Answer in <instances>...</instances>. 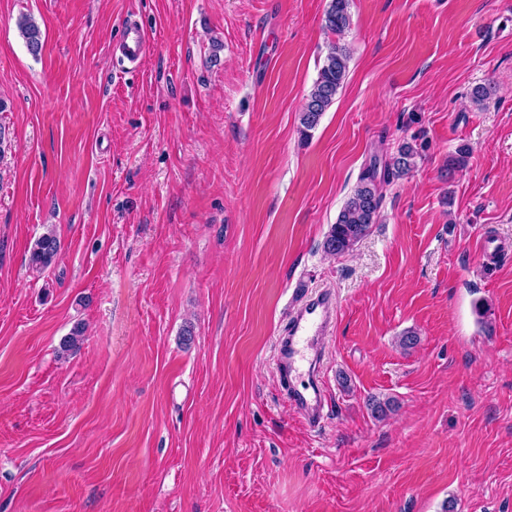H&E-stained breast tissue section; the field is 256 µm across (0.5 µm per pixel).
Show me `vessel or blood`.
I'll return each mask as SVG.
<instances>
[{"label": "vessel or blood", "instance_id": "b4317fda", "mask_svg": "<svg viewBox=\"0 0 512 512\" xmlns=\"http://www.w3.org/2000/svg\"><path fill=\"white\" fill-rule=\"evenodd\" d=\"M149 40L144 29L127 23L118 49L129 63L146 55ZM336 325V304L331 292L322 290L297 297L289 306L287 322L276 342L275 363L286 401L308 427H319L327 416L326 387L317 358L320 341Z\"/></svg>", "mask_w": 512, "mask_h": 512}]
</instances>
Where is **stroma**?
Wrapping results in <instances>:
<instances>
[{"label":"stroma","instance_id":"obj_1","mask_svg":"<svg viewBox=\"0 0 512 512\" xmlns=\"http://www.w3.org/2000/svg\"><path fill=\"white\" fill-rule=\"evenodd\" d=\"M328 4L0 0V512H512V0H351L341 35ZM130 19L133 69L112 59ZM334 43L348 73L306 137ZM406 141L368 235L326 255ZM319 288L313 429L274 345ZM17 26L28 50L33 55L39 54L42 49V33L39 26L28 16L20 17ZM148 48L149 40L144 29L134 22H128L118 46L122 59L137 64L146 55ZM417 154L416 147L408 142L403 143L397 153L385 163L382 178L378 180L376 164L360 175L357 186L337 217L336 224L331 225L324 239L325 252L343 255L353 250L368 233L371 224L377 220L381 180L387 183L408 174ZM60 250L56 235L49 232L37 238L31 248L29 261L33 267L43 270L52 265Z\"/></svg>","mask_w":512,"mask_h":512}]
</instances>
